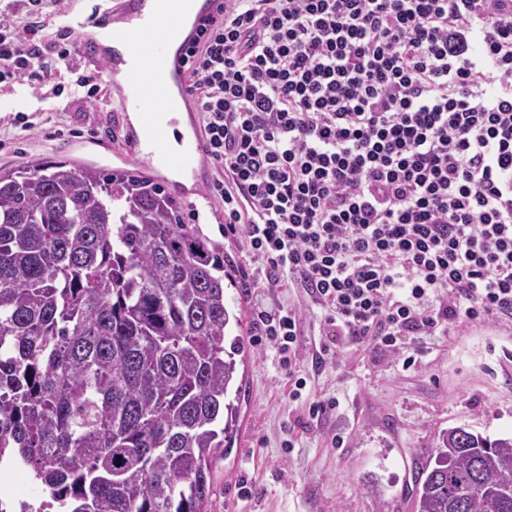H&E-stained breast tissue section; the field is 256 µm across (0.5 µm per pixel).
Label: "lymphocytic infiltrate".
Returning a JSON list of instances; mask_svg holds the SVG:
<instances>
[{"label":"lymphocytic infiltrate","instance_id":"obj_1","mask_svg":"<svg viewBox=\"0 0 512 512\" xmlns=\"http://www.w3.org/2000/svg\"><path fill=\"white\" fill-rule=\"evenodd\" d=\"M0 18V83L58 89L57 0ZM224 222L241 233L259 338L299 376L302 289L342 345L403 354L512 322V0H226L190 65Z\"/></svg>","mask_w":512,"mask_h":512}]
</instances>
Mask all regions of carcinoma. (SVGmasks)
Returning <instances> with one entry per match:
<instances>
[{
	"mask_svg": "<svg viewBox=\"0 0 512 512\" xmlns=\"http://www.w3.org/2000/svg\"><path fill=\"white\" fill-rule=\"evenodd\" d=\"M224 256L136 172L0 170V458L38 512H208L250 353ZM416 512H512V437L442 432Z\"/></svg>",
	"mask_w": 512,
	"mask_h": 512,
	"instance_id": "cac0c4a2",
	"label": "carcinoma"
}]
</instances>
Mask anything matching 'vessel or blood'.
I'll use <instances>...</instances> for the list:
<instances>
[{"label": "vessel or blood", "mask_w": 512, "mask_h": 512, "mask_svg": "<svg viewBox=\"0 0 512 512\" xmlns=\"http://www.w3.org/2000/svg\"><path fill=\"white\" fill-rule=\"evenodd\" d=\"M223 7V0H116L112 8L64 21L81 51L103 61L120 102L145 115L141 128L124 131L126 157L149 170H178L198 185L209 176L201 131L179 138L174 150L168 131L197 110L189 54Z\"/></svg>", "instance_id": "1"}]
</instances>
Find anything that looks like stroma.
<instances>
[{"instance_id": "35a3bbf8", "label": "stroma", "mask_w": 512, "mask_h": 512, "mask_svg": "<svg viewBox=\"0 0 512 512\" xmlns=\"http://www.w3.org/2000/svg\"><path fill=\"white\" fill-rule=\"evenodd\" d=\"M102 67L79 55L51 95L34 80L0 83V168L72 159L134 169L124 157L121 104L111 92L90 97L75 84ZM25 122L30 131H22ZM180 205L184 223L223 252L233 277L243 278L242 241L225 233L224 204L211 185ZM225 295L243 306L253 345L241 430L214 464L212 512H414L415 464L437 446L441 431L465 425L493 439L512 436V323L462 324L424 337L410 369L401 357L350 346L315 372L322 313L300 290L276 289L274 301L305 313L299 368L311 375V396L337 402L314 419L305 401L289 400L276 351L254 342L252 293L229 286Z\"/></svg>"}]
</instances>
